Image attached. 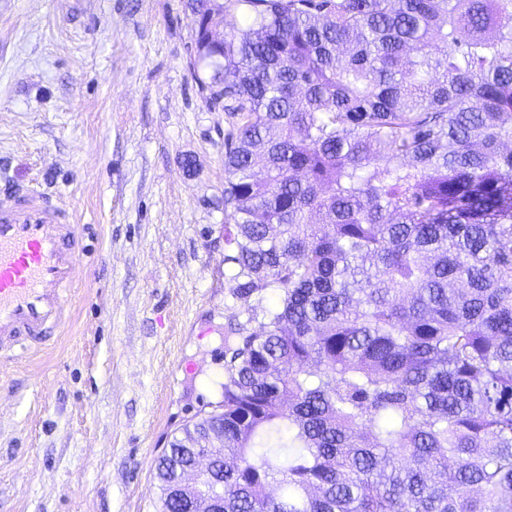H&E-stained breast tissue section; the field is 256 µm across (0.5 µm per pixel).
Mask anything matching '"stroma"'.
<instances>
[{
  "label": "stroma",
  "instance_id": "stroma-1",
  "mask_svg": "<svg viewBox=\"0 0 512 512\" xmlns=\"http://www.w3.org/2000/svg\"><path fill=\"white\" fill-rule=\"evenodd\" d=\"M193 54L187 0H0V204L38 192L84 247L66 324L0 362V512H159L215 397L231 119Z\"/></svg>",
  "mask_w": 512,
  "mask_h": 512
}]
</instances>
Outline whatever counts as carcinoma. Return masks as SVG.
<instances>
[{
	"label": "carcinoma",
	"mask_w": 512,
	"mask_h": 512,
	"mask_svg": "<svg viewBox=\"0 0 512 512\" xmlns=\"http://www.w3.org/2000/svg\"><path fill=\"white\" fill-rule=\"evenodd\" d=\"M189 8L244 317L162 512H512V0Z\"/></svg>",
	"instance_id": "carcinoma-1"
}]
</instances>
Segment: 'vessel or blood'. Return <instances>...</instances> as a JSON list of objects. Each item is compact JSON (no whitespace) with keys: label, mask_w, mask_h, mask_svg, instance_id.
<instances>
[{"label":"vessel or blood","mask_w":512,"mask_h":512,"mask_svg":"<svg viewBox=\"0 0 512 512\" xmlns=\"http://www.w3.org/2000/svg\"><path fill=\"white\" fill-rule=\"evenodd\" d=\"M81 253L66 214L43 198L0 207V355L39 349L65 323Z\"/></svg>","instance_id":"1"}]
</instances>
